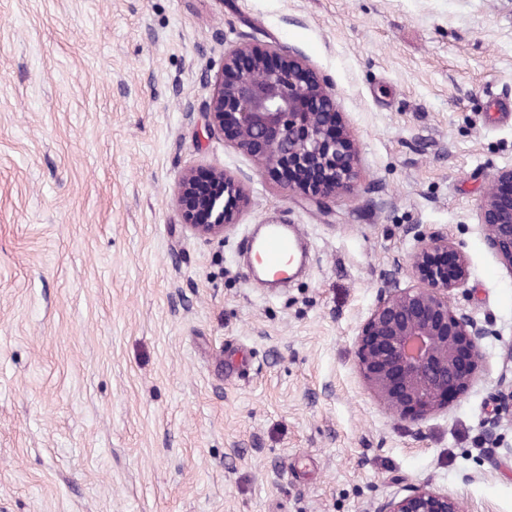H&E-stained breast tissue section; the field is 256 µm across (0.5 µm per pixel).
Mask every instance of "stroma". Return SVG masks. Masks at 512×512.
Instances as JSON below:
<instances>
[{"label":"stroma","instance_id":"1","mask_svg":"<svg viewBox=\"0 0 512 512\" xmlns=\"http://www.w3.org/2000/svg\"><path fill=\"white\" fill-rule=\"evenodd\" d=\"M240 42L331 82L358 162L329 209L186 118ZM494 96L512 101V0H0V512H374L422 484L512 512V269L477 228L512 167ZM198 165L244 189L221 241L174 210ZM271 217L310 251L274 293L243 256ZM413 224L460 246L452 300L497 330L417 426L355 368Z\"/></svg>","mask_w":512,"mask_h":512}]
</instances>
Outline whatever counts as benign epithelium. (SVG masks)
I'll return each instance as SVG.
<instances>
[{"label": "benign epithelium", "instance_id": "obj_1", "mask_svg": "<svg viewBox=\"0 0 512 512\" xmlns=\"http://www.w3.org/2000/svg\"><path fill=\"white\" fill-rule=\"evenodd\" d=\"M199 114L207 137H218L251 157L256 171L277 174L286 189L322 209L351 186L353 139L335 112L331 84L318 79L296 50L239 45L224 52L202 106L189 102L185 116ZM239 182L224 169L196 166L174 187L175 211L187 230L204 240L222 239L243 203ZM484 241L512 269V167L499 171L480 204ZM414 247L393 260L394 273L355 341L356 368L370 394L390 414L408 422L427 419L457 398L483 368L482 344L496 335L449 292L465 283L466 255L443 233L410 228ZM414 284L400 287L399 274ZM375 512H463L449 492L410 486L407 494Z\"/></svg>", "mask_w": 512, "mask_h": 512}]
</instances>
